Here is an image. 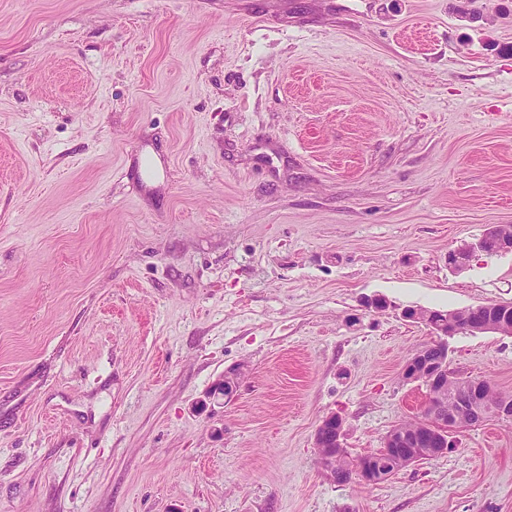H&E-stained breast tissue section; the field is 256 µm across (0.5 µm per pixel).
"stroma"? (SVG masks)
<instances>
[{
  "label": "stroma",
  "mask_w": 512,
  "mask_h": 512,
  "mask_svg": "<svg viewBox=\"0 0 512 512\" xmlns=\"http://www.w3.org/2000/svg\"><path fill=\"white\" fill-rule=\"evenodd\" d=\"M500 224L512 0H0V512H512V420L315 448L420 416L401 312L512 302L448 267ZM449 359L512 396V337ZM236 377L234 373H227L219 378L207 393L211 403L224 404L230 401L236 391Z\"/></svg>",
  "instance_id": "35a3bbf8"
}]
</instances>
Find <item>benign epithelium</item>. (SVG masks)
Masks as SVG:
<instances>
[{
	"label": "benign epithelium",
	"instance_id": "7a95c632",
	"mask_svg": "<svg viewBox=\"0 0 512 512\" xmlns=\"http://www.w3.org/2000/svg\"><path fill=\"white\" fill-rule=\"evenodd\" d=\"M496 252L512 251V225H495L479 238L448 251V268L462 271L478 254L486 253L489 245ZM402 316L427 325L435 340L417 352L406 364L404 378L420 381L426 387L427 401L423 410L424 421L413 429L395 426L385 437L377 454L362 456L358 462L339 467L337 461L347 455L343 443L344 420L332 413L319 425L315 445L322 467L342 482L356 474L367 483H377L397 471L402 463L418 460L423 455L434 457L457 447L452 432L462 427H472L490 417L512 420V397L490 402L483 380L471 378L461 394H455L456 407L448 410L444 393L448 389L451 371L448 368V339L461 333H498L512 336V304L509 302L486 303L463 309L436 311L409 307ZM236 391V377L227 373L218 379L207 393L212 403L224 404Z\"/></svg>",
	"mask_w": 512,
	"mask_h": 512
}]
</instances>
